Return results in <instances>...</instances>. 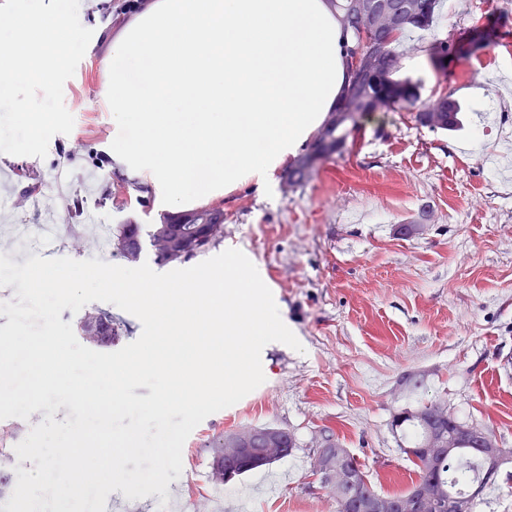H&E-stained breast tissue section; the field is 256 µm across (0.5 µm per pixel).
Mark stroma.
<instances>
[{
	"instance_id": "35a3bbf8",
	"label": "stroma",
	"mask_w": 512,
	"mask_h": 512,
	"mask_svg": "<svg viewBox=\"0 0 512 512\" xmlns=\"http://www.w3.org/2000/svg\"><path fill=\"white\" fill-rule=\"evenodd\" d=\"M120 6L97 0L94 13L78 11L93 36L63 88L71 134L53 136L42 159L0 153V166L14 170L18 195L64 167V204L94 199L104 223L152 224L161 208L112 170V111L96 81ZM451 33L459 41L445 68L399 75L420 82L422 99L458 100L457 131L377 112L302 186L280 180L224 201V236L209 256L247 252L303 349L269 346L264 383L192 431L187 467L167 497L148 496L151 512H336L309 477L326 430L365 465L376 492L406 490L416 475L391 423L423 402L512 448V128L500 130L495 111L512 101V0H444L415 42L430 54ZM400 224L420 230L401 237ZM244 424L286 428L296 446L269 469L214 485L208 444Z\"/></svg>"
}]
</instances>
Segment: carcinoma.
I'll return each instance as SVG.
<instances>
[{
	"label": "carcinoma",
	"mask_w": 512,
	"mask_h": 512,
	"mask_svg": "<svg viewBox=\"0 0 512 512\" xmlns=\"http://www.w3.org/2000/svg\"><path fill=\"white\" fill-rule=\"evenodd\" d=\"M336 4V17L342 31L343 59H348L350 37L360 24L355 10L344 8L346 0H330ZM418 13L404 24L399 33L389 41L377 59L376 76L363 95L344 94L341 101L328 116L320 129L307 145L305 153L288 166V185L296 186L306 182L323 160L343 151L351 131L358 121L347 115L359 108L362 101L380 97L388 111L412 109L420 99V83L408 77L397 78L403 39L415 32L431 30L437 20L443 0H418ZM447 112V123L441 130L455 131L460 126V105L446 95L440 97ZM224 236V210L220 208L197 209L178 215L166 214L155 224H118L112 230L110 247L115 256L127 259L133 255L140 258L144 244L152 248L154 260L160 265L182 262L199 253H204ZM83 336H119L120 326L112 321L111 313L92 308L85 311L80 320ZM439 404L421 403L398 412L392 426L401 433V450L411 460L416 481L405 491L382 494L383 502L393 506L408 505L412 497L424 488L435 496L431 512H448V498H464L469 491L459 489L465 479L487 488L495 479L484 480L483 463L475 441L460 435V428L469 427L465 422L450 426L434 418ZM251 447L260 455L258 461L247 466H236L234 476L240 477L261 467L270 466L291 454L295 439L288 430L267 424L252 427ZM436 438L453 443L451 457L428 459L420 452L428 440ZM345 465L358 476V482L350 487L353 495L366 498L377 495L369 484L364 466L353 455H348Z\"/></svg>",
	"instance_id": "cac0c4a2"
}]
</instances>
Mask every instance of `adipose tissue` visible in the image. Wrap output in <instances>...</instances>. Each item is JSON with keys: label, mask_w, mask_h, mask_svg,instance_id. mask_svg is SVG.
I'll return each mask as SVG.
<instances>
[{"label": "adipose tissue", "mask_w": 512, "mask_h": 512, "mask_svg": "<svg viewBox=\"0 0 512 512\" xmlns=\"http://www.w3.org/2000/svg\"><path fill=\"white\" fill-rule=\"evenodd\" d=\"M329 0H149L112 34L114 170L178 212L265 189L345 86Z\"/></svg>", "instance_id": "obj_1"}]
</instances>
